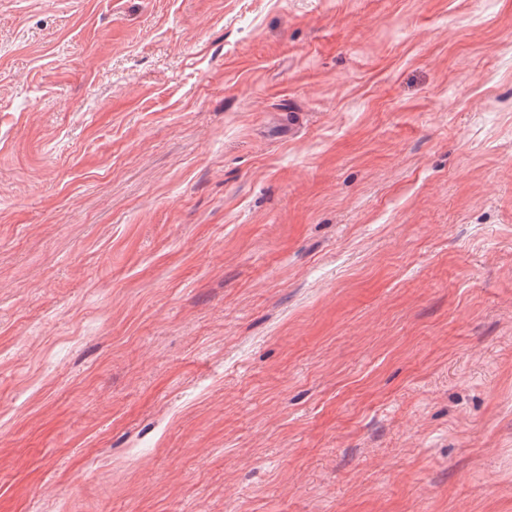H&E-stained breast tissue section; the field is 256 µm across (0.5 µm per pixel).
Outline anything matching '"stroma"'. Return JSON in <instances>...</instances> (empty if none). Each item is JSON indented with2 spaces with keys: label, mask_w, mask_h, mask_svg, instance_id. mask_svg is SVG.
I'll return each mask as SVG.
<instances>
[{
  "label": "stroma",
  "mask_w": 512,
  "mask_h": 512,
  "mask_svg": "<svg viewBox=\"0 0 512 512\" xmlns=\"http://www.w3.org/2000/svg\"><path fill=\"white\" fill-rule=\"evenodd\" d=\"M0 512H512V0H0Z\"/></svg>",
  "instance_id": "obj_1"
}]
</instances>
